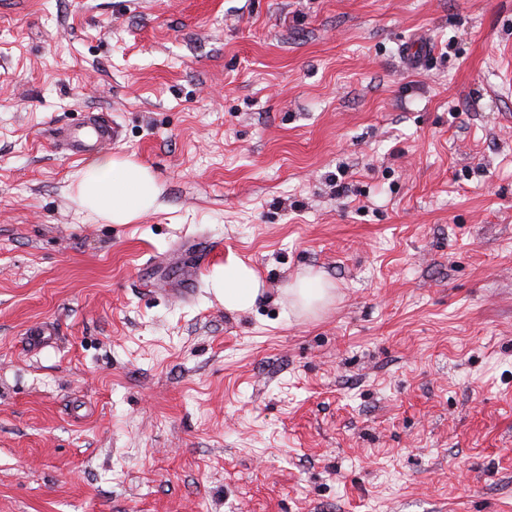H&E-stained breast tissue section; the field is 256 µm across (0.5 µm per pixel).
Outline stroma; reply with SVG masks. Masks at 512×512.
<instances>
[{"instance_id": "obj_1", "label": "stroma", "mask_w": 512, "mask_h": 512, "mask_svg": "<svg viewBox=\"0 0 512 512\" xmlns=\"http://www.w3.org/2000/svg\"><path fill=\"white\" fill-rule=\"evenodd\" d=\"M0 512H512V0H0ZM117 132L103 114H96L88 116L80 124L59 128L58 140L73 156H82L115 140ZM69 186L81 213L111 224H130L159 207L162 186L152 170L132 158L89 161ZM212 288L223 299L226 310L245 311L254 305L261 283L251 267L229 261L224 272L213 277ZM328 285L322 284L319 278L301 277L286 288L292 308L303 311H314L324 306L331 297Z\"/></svg>"}]
</instances>
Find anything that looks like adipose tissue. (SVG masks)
I'll return each instance as SVG.
<instances>
[{
	"instance_id": "ef3b65f1",
	"label": "adipose tissue",
	"mask_w": 512,
	"mask_h": 512,
	"mask_svg": "<svg viewBox=\"0 0 512 512\" xmlns=\"http://www.w3.org/2000/svg\"><path fill=\"white\" fill-rule=\"evenodd\" d=\"M74 199L82 213L113 224H130L159 206L162 187L152 170L131 158L111 156L89 161L74 175ZM215 293L229 311L250 309L261 283L254 270L228 262L212 279Z\"/></svg>"
}]
</instances>
